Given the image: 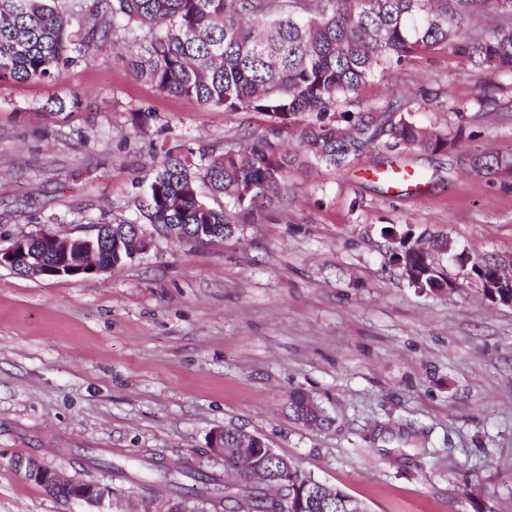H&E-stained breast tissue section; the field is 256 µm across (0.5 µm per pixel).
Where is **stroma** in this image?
I'll return each instance as SVG.
<instances>
[{"mask_svg": "<svg viewBox=\"0 0 512 512\" xmlns=\"http://www.w3.org/2000/svg\"><path fill=\"white\" fill-rule=\"evenodd\" d=\"M461 70L429 54L359 99L411 106L429 87L472 98ZM76 95L80 109L47 111ZM266 129L261 114L137 79L109 47L55 81L0 82V234L78 237L135 218L165 151L220 153ZM468 131L450 153L395 156L434 175L419 194L366 177L373 152L342 170L309 161L224 240L158 235L97 275L0 268V512H86L29 480L21 457L103 483L112 462L142 479L158 465L223 474L208 440L224 425L265 436L368 512H512V306L452 263L454 292L412 287L381 234L410 224L512 257V174L470 168L512 151V112ZM293 391L335 426L289 421Z\"/></svg>", "mask_w": 512, "mask_h": 512, "instance_id": "obj_1", "label": "stroma"}]
</instances>
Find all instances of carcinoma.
<instances>
[{
  "label": "carcinoma",
  "mask_w": 512,
  "mask_h": 512,
  "mask_svg": "<svg viewBox=\"0 0 512 512\" xmlns=\"http://www.w3.org/2000/svg\"><path fill=\"white\" fill-rule=\"evenodd\" d=\"M53 0H0V80L43 81L106 45L133 40L139 50L121 59L139 79L172 95L226 112H257L269 119L262 136L243 135L221 154L165 153L149 184L146 218L152 224H213L222 241L234 233L231 213L251 215L272 203L269 193L311 158L341 170L380 146L388 152L417 149L433 154L454 148L468 118L486 114L506 87L489 89L490 73L512 75V0H89L90 28H74ZM444 50L468 65L465 77L478 93L444 104L439 88L422 102L455 113V128L424 124L403 105L359 107L363 86L416 58ZM297 127L294 150L283 147L281 131ZM512 172V154H491L474 168ZM207 185L224 204L214 206L199 192ZM129 222L101 224L97 234L112 245L100 259L118 266L147 251L131 247ZM381 234L403 249L411 286L437 295L448 274L421 267L411 249L414 231L384 227ZM29 261L53 259L48 238L33 241ZM474 281L497 275L498 263L465 250L457 252ZM295 391L288 419L327 429L333 419ZM224 473L233 482L205 473L188 476L191 488L169 468L153 479H135L112 465V494L140 499L150 512L153 496L166 489L169 512H364L366 507L337 488L305 473L281 454L241 457L244 431L221 428Z\"/></svg>",
  "instance_id": "carcinoma-1"
}]
</instances>
